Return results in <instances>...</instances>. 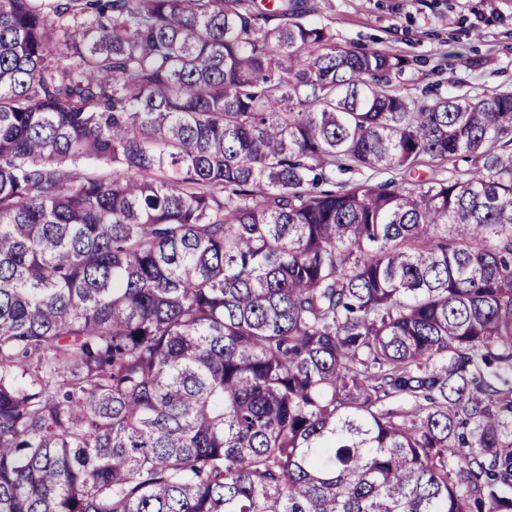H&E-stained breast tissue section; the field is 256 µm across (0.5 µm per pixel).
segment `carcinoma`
<instances>
[{"label": "carcinoma", "instance_id": "1", "mask_svg": "<svg viewBox=\"0 0 512 512\" xmlns=\"http://www.w3.org/2000/svg\"><path fill=\"white\" fill-rule=\"evenodd\" d=\"M406 65L0 0V512H512V90Z\"/></svg>", "mask_w": 512, "mask_h": 512}]
</instances>
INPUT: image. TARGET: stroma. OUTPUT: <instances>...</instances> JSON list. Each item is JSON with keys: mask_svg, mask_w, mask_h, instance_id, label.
I'll use <instances>...</instances> for the list:
<instances>
[{"mask_svg": "<svg viewBox=\"0 0 512 512\" xmlns=\"http://www.w3.org/2000/svg\"><path fill=\"white\" fill-rule=\"evenodd\" d=\"M337 45L407 59L399 78L416 96L441 84L476 97L512 88V0H298Z\"/></svg>", "mask_w": 512, "mask_h": 512, "instance_id": "35a3bbf8", "label": "stroma"}]
</instances>
